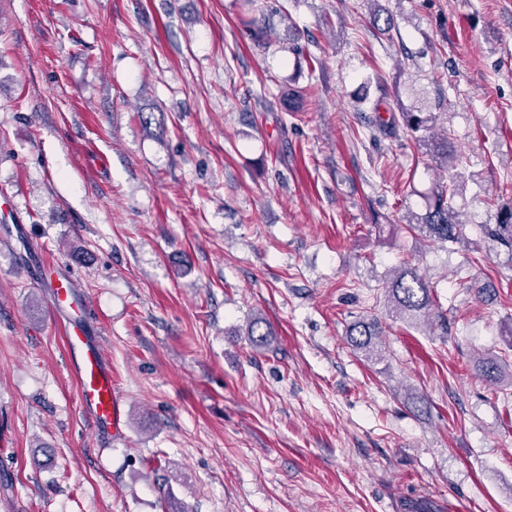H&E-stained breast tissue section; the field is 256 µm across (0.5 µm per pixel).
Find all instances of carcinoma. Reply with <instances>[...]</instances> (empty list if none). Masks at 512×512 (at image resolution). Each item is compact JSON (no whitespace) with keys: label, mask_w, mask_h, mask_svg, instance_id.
Segmentation results:
<instances>
[{"label":"carcinoma","mask_w":512,"mask_h":512,"mask_svg":"<svg viewBox=\"0 0 512 512\" xmlns=\"http://www.w3.org/2000/svg\"><path fill=\"white\" fill-rule=\"evenodd\" d=\"M242 23L248 29L253 44L263 47L267 44L266 24L257 18H245ZM400 118L414 145L425 150L432 157L436 166L448 171L459 161L460 153L448 143V135L432 133L436 115L433 112H414L403 109ZM455 191L449 185L438 183L427 198L426 210L417 216L412 228L425 234V237L442 244L456 243L460 239L462 222L452 204ZM483 234L493 244L512 249V212L505 215L498 224L483 225ZM389 316L401 320L410 326H419L436 314L437 301L432 289L419 273L418 267L405 263L394 269L393 275L385 285ZM266 320L260 316L253 318L248 326L247 336L254 348L269 345V329H261ZM351 346L371 358L382 353L380 342V323L376 318L361 316L348 330ZM480 374L487 381L497 383L503 377V367L496 357H489L481 362Z\"/></svg>","instance_id":"cac0c4a2"}]
</instances>
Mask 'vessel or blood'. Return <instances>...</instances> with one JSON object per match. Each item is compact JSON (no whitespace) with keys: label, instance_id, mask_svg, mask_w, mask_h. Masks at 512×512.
Masks as SVG:
<instances>
[{"label":"vessel or blood","instance_id":"1","mask_svg":"<svg viewBox=\"0 0 512 512\" xmlns=\"http://www.w3.org/2000/svg\"><path fill=\"white\" fill-rule=\"evenodd\" d=\"M36 278L51 288L52 315L64 335L67 366L78 382L83 411L92 419L101 439L108 441L121 435L122 404L112 381V369L92 328L89 299L75 279L54 264L44 263L37 269Z\"/></svg>","mask_w":512,"mask_h":512}]
</instances>
